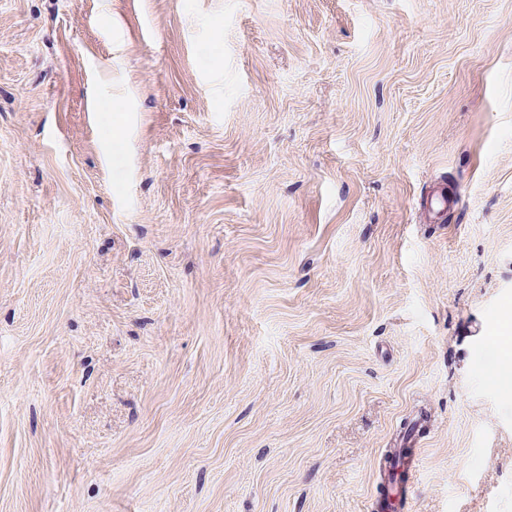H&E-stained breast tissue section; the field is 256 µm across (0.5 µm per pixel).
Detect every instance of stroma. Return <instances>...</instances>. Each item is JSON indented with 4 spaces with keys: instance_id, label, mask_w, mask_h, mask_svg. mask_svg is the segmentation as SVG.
Wrapping results in <instances>:
<instances>
[{
    "instance_id": "obj_1",
    "label": "stroma",
    "mask_w": 512,
    "mask_h": 512,
    "mask_svg": "<svg viewBox=\"0 0 512 512\" xmlns=\"http://www.w3.org/2000/svg\"><path fill=\"white\" fill-rule=\"evenodd\" d=\"M510 309L512 0H0V512H512ZM410 426V438L406 443V446H408V448H401L400 455L395 466H392L390 462L386 463L384 467V476H387L388 478H390V475L393 474V469L396 467L395 483H397V481L401 477V480L403 481L402 486L405 489V500L408 497L411 480L414 479L416 474V456L419 453V448H412L416 444L412 443L417 434L420 432V429L422 428V421L420 419H417L414 423H411Z\"/></svg>"
}]
</instances>
